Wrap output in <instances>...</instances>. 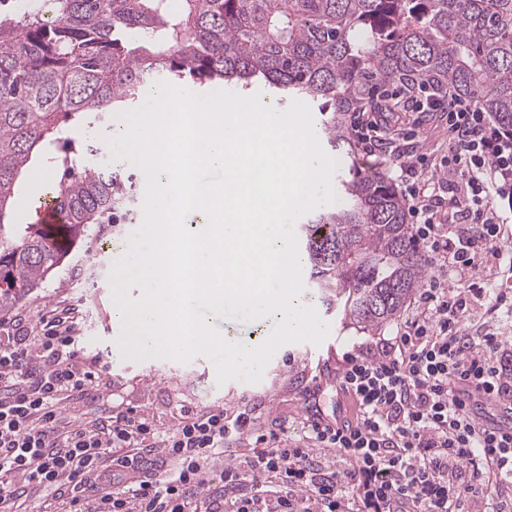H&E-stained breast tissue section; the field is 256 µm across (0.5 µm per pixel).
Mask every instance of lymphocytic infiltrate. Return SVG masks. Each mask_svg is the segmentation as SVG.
<instances>
[{
	"label": "lymphocytic infiltrate",
	"mask_w": 512,
	"mask_h": 512,
	"mask_svg": "<svg viewBox=\"0 0 512 512\" xmlns=\"http://www.w3.org/2000/svg\"><path fill=\"white\" fill-rule=\"evenodd\" d=\"M418 114L448 124V172L465 180L472 205L452 232L437 219L432 179L421 156L400 154L399 167L416 232L429 247L431 275L420 313L373 356H348L345 381L358 403L346 431L311 426L290 445L277 431L254 435V417L189 411L160 432L132 411L108 409L88 422L61 413L96 376L82 365L78 309L54 311L40 336L22 323H0V512L27 488L68 503L70 512H461L462 499L512 481V434L477 432L460 400L475 386L512 411V355L493 336L465 334L466 294L451 289L454 268L479 269L494 258L512 269L505 227L512 223V126L484 112L476 97L434 91ZM254 435L244 459H224V444ZM153 454L151 466L105 472L118 449ZM346 461L339 470L322 456ZM223 459L222 493L204 491ZM258 484L236 496L243 470Z\"/></svg>",
	"instance_id": "obj_1"
}]
</instances>
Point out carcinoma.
I'll return each mask as SVG.
<instances>
[{
	"instance_id": "carcinoma-1",
	"label": "carcinoma",
	"mask_w": 512,
	"mask_h": 512,
	"mask_svg": "<svg viewBox=\"0 0 512 512\" xmlns=\"http://www.w3.org/2000/svg\"><path fill=\"white\" fill-rule=\"evenodd\" d=\"M0 11V311L38 288L88 224L112 209L118 174L74 130L106 122L164 75L199 87L263 84L322 115L328 152L351 160L340 202L301 225L309 279L365 329L398 318L426 273L406 206L354 161L347 116L375 90L417 80L474 95L512 125V0H53ZM60 175L63 224L8 228L33 154Z\"/></svg>"
}]
</instances>
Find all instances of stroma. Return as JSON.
Here are the masks:
<instances>
[{"instance_id":"stroma-1","label":"stroma","mask_w":512,"mask_h":512,"mask_svg":"<svg viewBox=\"0 0 512 512\" xmlns=\"http://www.w3.org/2000/svg\"><path fill=\"white\" fill-rule=\"evenodd\" d=\"M386 106L395 119L384 128L383 137L417 129L409 145L410 152L424 155L425 165L437 179L435 193L439 199V217L444 224L462 223L456 204L468 199L462 179H449L445 170L448 161V130L440 121L418 128L408 93L397 98L370 100L366 111ZM33 173L20 180L22 192L11 216L12 223L29 224L35 219V208L57 180L55 168L46 157L32 159ZM125 190L114 214L91 224L73 249L68 260L11 311L5 319L25 318L27 326L38 328L42 317L52 310L67 306L78 308L82 316L84 362L99 374L97 389L74 400L65 410L76 419H93L108 406L134 410L137 417L159 431L175 430L185 411L220 409L226 417H235L250 409L256 415V431L277 424L283 426L289 442L302 441L308 423L298 415V406L307 385L312 384L322 369L338 365L347 355L376 352L393 339L402 321L416 312L415 301H408L399 319L375 330H364L346 322L342 309L318 306L317 312L330 326L327 349L309 354L303 345L289 344L280 348L267 366L261 382L240 380L218 383L213 363L198 356L188 361L148 358L137 361L123 357L117 340L122 325L112 314L110 270L121 257L131 234L142 221L141 204L145 178L142 172L123 161L113 163ZM471 336L494 333L505 344L512 345V316L491 312L481 299H471L464 321Z\"/></svg>"}]
</instances>
